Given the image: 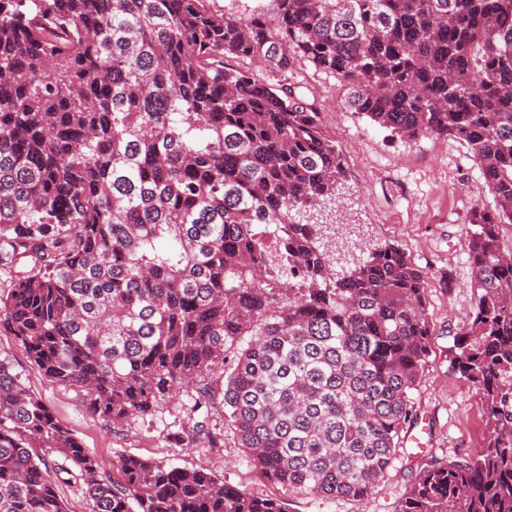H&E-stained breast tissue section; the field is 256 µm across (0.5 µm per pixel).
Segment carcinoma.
Wrapping results in <instances>:
<instances>
[{"mask_svg": "<svg viewBox=\"0 0 512 512\" xmlns=\"http://www.w3.org/2000/svg\"><path fill=\"white\" fill-rule=\"evenodd\" d=\"M273 2L271 24L204 0H0V336L114 424L192 387L187 445L218 447L220 405L268 481L368 497L417 419L428 274L390 244L338 275L297 220L345 174L288 82L302 58L391 135L459 142L494 197L469 214L477 297L448 350L483 443L416 463L399 512H512V0ZM61 473L91 512H287L202 465L125 455L107 476L0 357V512H66ZM62 478L55 483V490L61 500L66 505L67 512H90V501L85 493L82 483L66 474H61Z\"/></svg>", "mask_w": 512, "mask_h": 512, "instance_id": "cac0c4a2", "label": "carcinoma"}]
</instances>
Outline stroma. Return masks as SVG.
Wrapping results in <instances>:
<instances>
[{
  "instance_id": "35a3bbf8",
  "label": "stroma",
  "mask_w": 512,
  "mask_h": 512,
  "mask_svg": "<svg viewBox=\"0 0 512 512\" xmlns=\"http://www.w3.org/2000/svg\"><path fill=\"white\" fill-rule=\"evenodd\" d=\"M290 79L320 103L327 129L345 159V178L326 208L358 225L359 236L355 248L337 256V272L351 267L360 251L394 244L428 274L433 336L413 392L417 420L372 496L328 500L271 484L253 470L219 409L211 412L209 422L222 433L220 447L177 443L176 434L196 419L193 393L180 392L152 416L115 428L89 411L80 390L44 377L7 338L0 337V354L13 359L30 390L104 470H111L119 456L135 455L184 468L206 466L231 485L287 500L288 512H396L415 477L413 461L471 453L482 445L481 398L467 381L450 375L448 348L476 298L465 240L468 216L474 205L490 208L494 201L478 166L458 143L431 137L408 142L391 136L349 110L343 84L307 61L296 60Z\"/></svg>"
}]
</instances>
